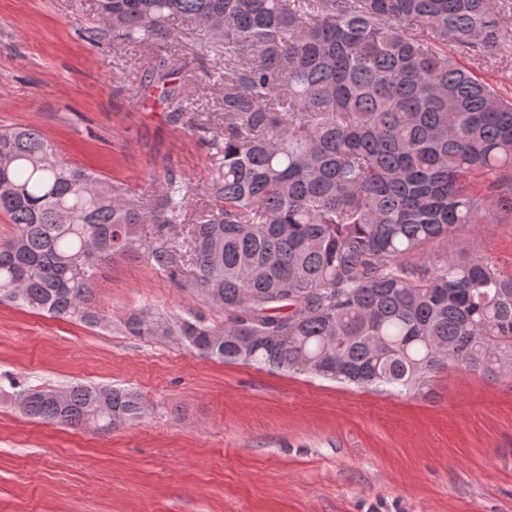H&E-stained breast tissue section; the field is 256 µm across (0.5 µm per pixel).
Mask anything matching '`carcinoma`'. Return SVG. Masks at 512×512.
I'll return each mask as SVG.
<instances>
[{
	"label": "carcinoma",
	"instance_id": "cac0c4a2",
	"mask_svg": "<svg viewBox=\"0 0 512 512\" xmlns=\"http://www.w3.org/2000/svg\"><path fill=\"white\" fill-rule=\"evenodd\" d=\"M203 27L224 61V135L208 141L222 205L189 225L169 176L148 210L68 166L40 131L0 128V302L101 328L99 266L137 256L227 313L123 326L221 362L400 394L452 360L512 364V273L460 232L512 216V98L448 54L499 46L494 0H99L116 43ZM159 97L190 111L176 66H152ZM454 244L455 249L437 252ZM22 413L109 431L141 417L127 388L24 387Z\"/></svg>",
	"mask_w": 512,
	"mask_h": 512
}]
</instances>
